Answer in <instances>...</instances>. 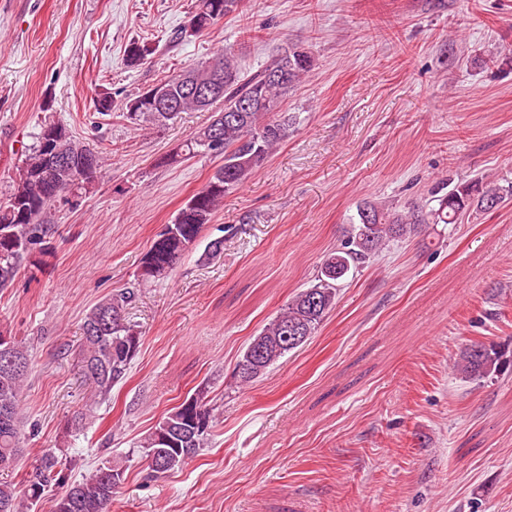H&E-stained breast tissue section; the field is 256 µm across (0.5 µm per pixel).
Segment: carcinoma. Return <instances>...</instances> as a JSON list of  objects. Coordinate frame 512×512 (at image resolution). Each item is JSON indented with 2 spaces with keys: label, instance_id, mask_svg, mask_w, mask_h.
<instances>
[{
  "label": "carcinoma",
  "instance_id": "obj_1",
  "mask_svg": "<svg viewBox=\"0 0 512 512\" xmlns=\"http://www.w3.org/2000/svg\"><path fill=\"white\" fill-rule=\"evenodd\" d=\"M242 0H196L191 18L201 34L220 18L236 12ZM155 53L146 42L134 41L126 49V63L135 67ZM313 68L306 51L292 48L281 51L261 69L250 75L241 73L235 53L226 49L212 58L186 67L180 74L159 83L176 104L173 112L158 111L148 99L149 91L129 100L126 120L146 129L157 128L180 113L199 110L197 100L186 91L183 77L200 85L219 84L220 95L209 108L211 122L187 139L184 155H215L224 158L207 183L194 193L174 218L176 231L163 228L141 261L144 280H161L211 223L224 195L241 187L261 167L275 148L288 138L296 121L282 111L281 104ZM220 126L222 146L206 144L215 126ZM53 150L63 162H46L45 148ZM89 159L93 169L100 167L99 156L81 146L66 127L44 122L34 134L18 169L17 187L0 203V288L10 285L21 267L36 251L46 252L44 239L51 230L47 214L60 194L76 186L69 161ZM512 198V187L474 177L457 182L440 199L439 207L427 210L410 202L389 208L364 201L357 205V224L347 239L327 254L315 283L300 290L281 312L252 337L239 362L252 370L239 377L249 384L264 376L289 352L304 346L335 309L341 282L362 264L377 256L393 239L416 235L425 224H456L468 213L500 208ZM134 292L123 289L102 299L86 314L82 323V362L85 382L100 396L109 394L122 381L140 346V333L126 316ZM0 352L12 360L0 364V469L16 464L22 436L19 395L30 369V357L12 336L0 333ZM512 366L499 346L482 342L464 345L455 364L459 374L471 381L496 376ZM205 417L208 429L195 427L197 415ZM214 428L212 409L198 391L170 409L140 442L142 457L150 475L159 478L181 468L206 444ZM127 467L117 460H106L87 476L67 482L63 463L55 451L47 449L28 474L22 487L0 484V512H29L45 492L55 485H66L52 500V512H111L112 497L125 481Z\"/></svg>",
  "mask_w": 512,
  "mask_h": 512
}]
</instances>
